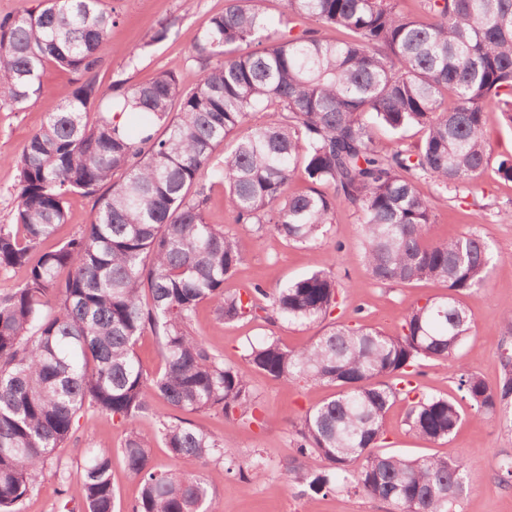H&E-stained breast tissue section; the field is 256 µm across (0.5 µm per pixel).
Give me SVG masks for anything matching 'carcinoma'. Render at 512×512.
I'll list each match as a JSON object with an SVG mask.
<instances>
[{
	"mask_svg": "<svg viewBox=\"0 0 512 512\" xmlns=\"http://www.w3.org/2000/svg\"><path fill=\"white\" fill-rule=\"evenodd\" d=\"M256 2L225 0L199 31L193 51L203 75L192 87L162 70L146 84L101 90L96 73L116 24L102 0H41L0 19L1 110L38 97L49 66L74 75L16 160L14 223L0 224V273L26 270L21 285L0 293V512H21L86 408L126 426L120 452L141 488L128 512H216L196 466L221 460L260 481L262 461L227 455L224 439L180 417L160 421L153 438L137 420L157 395L179 412L255 423L252 370L335 389L299 416L289 482L315 495L342 484L392 512H456L463 463L382 448L387 413L405 401L407 432L435 443L457 429L462 401L489 417L512 408L507 350L495 388L460 366L458 401L412 385L420 361H455L471 329L467 299L485 290L488 242L475 231L432 240L431 202L417 183L463 199L488 162L487 103L512 126V0H418L426 21L398 0H278L286 35ZM308 20L347 38L293 33ZM125 112L137 121L135 137L117 122ZM259 112L266 120L251 122ZM374 122L394 134L418 127L423 142L414 153L381 150ZM299 167L310 187L291 193ZM217 183L248 236L207 222ZM72 194L95 198L89 222L33 257L66 223ZM338 200L360 215L375 282L434 281L448 293L410 305L395 336L334 323L301 348L265 336L248 343L244 364L224 362L193 329L204 302L225 323L260 311L305 325L340 305L336 273L318 266L271 292L224 288L267 234L305 246L326 239ZM147 332L161 346L154 375L135 353ZM156 441L168 448L169 470L151 465ZM55 476L76 512H119L112 451L91 450Z\"/></svg>",
	"mask_w": 512,
	"mask_h": 512,
	"instance_id": "obj_1",
	"label": "carcinoma"
}]
</instances>
